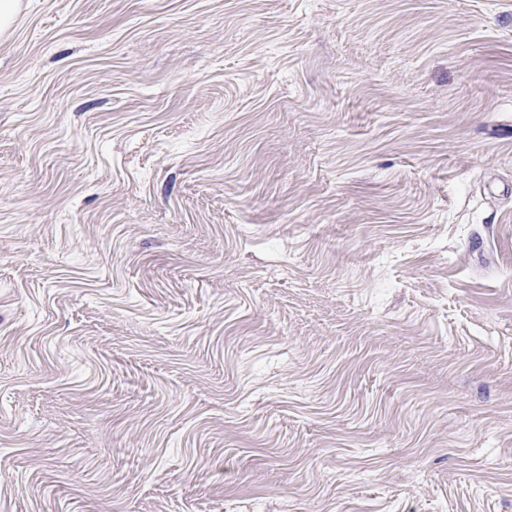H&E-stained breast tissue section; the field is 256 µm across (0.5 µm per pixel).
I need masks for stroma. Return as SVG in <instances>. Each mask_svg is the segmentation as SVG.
<instances>
[{
	"instance_id": "stroma-1",
	"label": "stroma",
	"mask_w": 512,
	"mask_h": 512,
	"mask_svg": "<svg viewBox=\"0 0 512 512\" xmlns=\"http://www.w3.org/2000/svg\"><path fill=\"white\" fill-rule=\"evenodd\" d=\"M0 512H512V0H21Z\"/></svg>"
}]
</instances>
